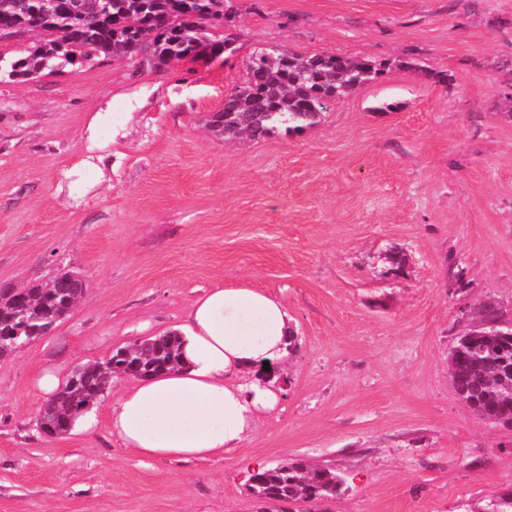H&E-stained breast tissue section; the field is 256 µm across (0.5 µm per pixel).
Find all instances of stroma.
<instances>
[{"mask_svg": "<svg viewBox=\"0 0 512 512\" xmlns=\"http://www.w3.org/2000/svg\"><path fill=\"white\" fill-rule=\"evenodd\" d=\"M225 11V60L0 76V286L85 284L66 320L0 358V512H251L249 472L297 457L346 478L329 512H487L512 491V428L458 398L448 361L464 310L512 316V0ZM272 45L407 67L300 134L213 138L208 116ZM213 288L277 298L298 342L248 440L181 463L136 457L103 422L40 430L45 366L174 331Z\"/></svg>", "mask_w": 512, "mask_h": 512, "instance_id": "obj_1", "label": "stroma"}]
</instances>
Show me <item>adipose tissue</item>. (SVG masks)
Returning <instances> with one entry per match:
<instances>
[{"label": "adipose tissue", "instance_id": "ef3b65f1", "mask_svg": "<svg viewBox=\"0 0 512 512\" xmlns=\"http://www.w3.org/2000/svg\"><path fill=\"white\" fill-rule=\"evenodd\" d=\"M176 331L181 368L124 388L104 418L110 435L137 456L178 462L237 448L280 402L263 367L288 359L287 309L258 291L215 288Z\"/></svg>", "mask_w": 512, "mask_h": 512}]
</instances>
